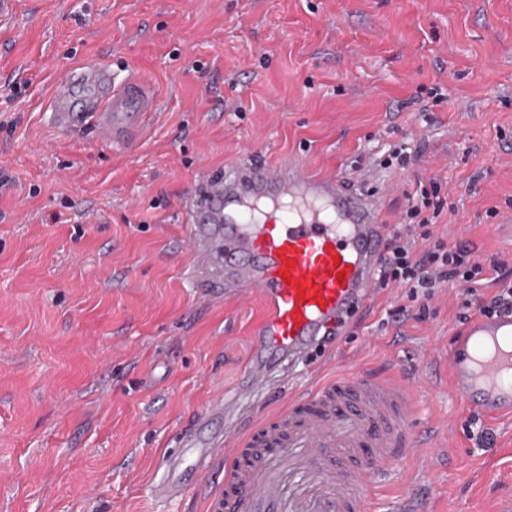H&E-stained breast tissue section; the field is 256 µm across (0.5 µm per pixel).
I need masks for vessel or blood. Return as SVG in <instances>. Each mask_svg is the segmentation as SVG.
<instances>
[{
    "label": "vessel or blood",
    "mask_w": 512,
    "mask_h": 512,
    "mask_svg": "<svg viewBox=\"0 0 512 512\" xmlns=\"http://www.w3.org/2000/svg\"><path fill=\"white\" fill-rule=\"evenodd\" d=\"M158 99L128 73L80 66L49 101L59 128L91 127L113 145L135 144ZM363 173L317 175L250 158L201 177L185 203L192 280L201 296L258 299L251 354L238 383L180 433L152 484L160 501L182 497L191 471L222 464L231 496L210 512H367L379 477L422 443L413 390L359 369L299 387L294 373L336 346L337 330L375 296L387 227ZM454 393L487 420L512 419V315H479L447 353ZM288 388V406L261 401ZM195 457L194 470L184 465Z\"/></svg>",
    "instance_id": "b4317fda"
}]
</instances>
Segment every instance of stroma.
<instances>
[{"label":"stroma","mask_w":512,"mask_h":512,"mask_svg":"<svg viewBox=\"0 0 512 512\" xmlns=\"http://www.w3.org/2000/svg\"><path fill=\"white\" fill-rule=\"evenodd\" d=\"M141 74L160 99L117 150L52 126L75 64ZM24 84L21 96L10 88ZM419 158L379 168L389 145ZM317 172L372 168L389 224L417 181L448 202L434 227L512 274V0H16L0 19V512H207L210 486L151 494L175 435L232 389L257 302L201 305L184 196L243 158ZM381 289L328 371H397L417 392L424 449L379 482L369 512L412 493L425 512H497L512 496V421L452 392L444 355L471 309Z\"/></svg>","instance_id":"stroma-1"}]
</instances>
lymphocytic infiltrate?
I'll list each match as a JSON object with an SVG mask.
<instances>
[{
    "mask_svg": "<svg viewBox=\"0 0 512 512\" xmlns=\"http://www.w3.org/2000/svg\"><path fill=\"white\" fill-rule=\"evenodd\" d=\"M442 184L429 180L409 194L402 225L394 230L386 247L379 273V287L395 285L407 289L411 299L430 300L442 288L456 286L474 295L488 270L498 262L481 259L473 246L450 245L435 237L433 226L444 210Z\"/></svg>",
    "mask_w": 512,
    "mask_h": 512,
    "instance_id": "1",
    "label": "lymphocytic infiltrate"
}]
</instances>
